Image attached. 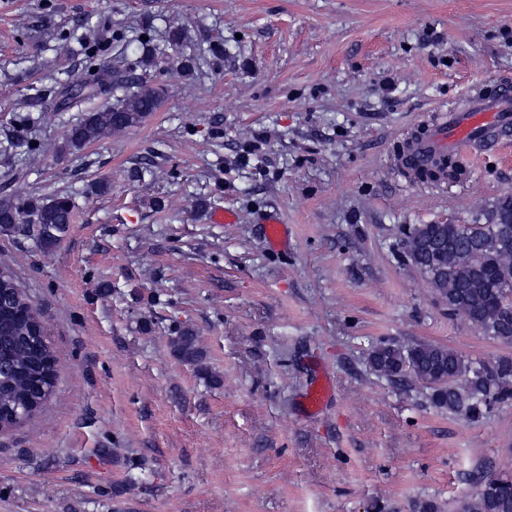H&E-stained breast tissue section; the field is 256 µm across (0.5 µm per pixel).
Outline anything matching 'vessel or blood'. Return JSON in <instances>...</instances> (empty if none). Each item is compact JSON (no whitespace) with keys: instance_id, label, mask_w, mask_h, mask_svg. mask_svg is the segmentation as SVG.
Listing matches in <instances>:
<instances>
[{"instance_id":"1","label":"vessel or blood","mask_w":512,"mask_h":512,"mask_svg":"<svg viewBox=\"0 0 512 512\" xmlns=\"http://www.w3.org/2000/svg\"><path fill=\"white\" fill-rule=\"evenodd\" d=\"M512 139V79H497L495 91L485 96L468 94L461 108L438 112L425 134L411 143L407 155L413 169H426L434 158L474 156L481 140ZM268 246H288V227L273 216L262 220Z\"/></svg>"}]
</instances>
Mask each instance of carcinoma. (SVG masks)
<instances>
[{"label": "carcinoma", "mask_w": 512, "mask_h": 512, "mask_svg": "<svg viewBox=\"0 0 512 512\" xmlns=\"http://www.w3.org/2000/svg\"><path fill=\"white\" fill-rule=\"evenodd\" d=\"M77 91L62 100L66 109L97 95L95 86L77 82ZM159 91L138 86L131 96L84 114L68 131L65 148L81 150L89 143L140 125L161 106ZM457 165L446 158L431 169L414 174L419 179H455ZM493 207L501 217L495 224L476 219L470 224H416L401 242L404 252L416 243L425 245L423 262L435 276L433 287L448 293V311L461 316L489 339L512 343V198L497 199ZM73 204L67 194L49 199L17 202L0 197V232L8 233L16 220L40 227L43 243L59 240L72 222ZM0 321L8 333L0 339V430L15 427V412L26 417L38 411L56 386V359L39 313L14 276L0 269ZM182 361L200 365L204 353L198 336L184 330L173 340ZM369 372L393 388L421 385L436 408L470 421H478L496 405L512 399V358L492 361L469 358L446 347L412 341L379 340L366 358ZM449 512H512V473L480 472L475 490L455 500Z\"/></svg>", "instance_id": "carcinoma-1"}]
</instances>
